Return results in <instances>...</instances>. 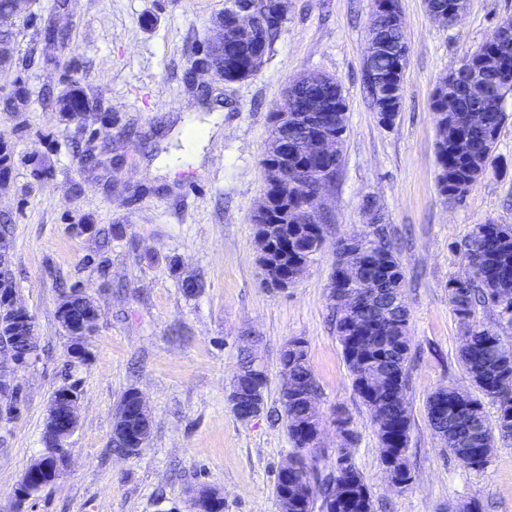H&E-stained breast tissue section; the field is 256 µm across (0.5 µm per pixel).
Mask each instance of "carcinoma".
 <instances>
[{
	"label": "carcinoma",
	"mask_w": 512,
	"mask_h": 512,
	"mask_svg": "<svg viewBox=\"0 0 512 512\" xmlns=\"http://www.w3.org/2000/svg\"><path fill=\"white\" fill-rule=\"evenodd\" d=\"M434 11L448 15V25L459 22L457 0H431ZM281 29L255 27L252 39L232 53L243 71H248L256 55L268 56ZM378 40L396 44L404 40L403 27H392L382 21L376 29ZM46 44L62 57L69 51L67 36L53 27L44 30ZM500 54L507 58L504 73L481 79L461 59L448 76L442 78L432 99L431 111L439 128L437 139L438 187L442 195L459 190L466 194L493 166L495 144L485 140L488 129L500 131L507 113L498 106L494 86L512 88V46L494 42L483 44L473 55ZM397 57L381 52L372 58L365 70L366 83L377 111L383 101L403 100V83L396 74ZM288 88L297 92L294 101L284 107L296 113L288 122V137L300 139L304 121L315 112L327 108L347 107L342 84L333 75L313 73L310 77H294ZM83 92L71 87L54 97L61 112H73V99ZM29 92L22 82L14 85L12 95L4 101L9 112L29 110ZM464 112L468 122L463 127L449 123L448 112ZM280 128L271 127L263 163H278L282 154L276 147ZM343 138H338L336 157L330 160H309L296 147L288 148V165H304L312 170L309 190L285 191L266 185L265 197L270 217L277 221V241L270 262L274 274L284 266L288 272L310 263L326 242V218L319 223L298 222L301 210L314 206V198L324 188L320 177H334L341 162ZM463 258L467 274L448 282V303L463 328L459 351L460 361L468 373L475 394V408L459 411L454 404L455 388L442 386L428 398V419L434 432L444 441L453 459L466 468H481L487 460L477 453L479 448H492L496 440H512V336L504 329L512 328V310L500 307L504 299L512 303V225L488 220L475 225L464 243ZM353 267L354 280L346 282L351 288L374 292L386 288L403 292L405 276L398 258V247L386 225L379 224L373 236L363 240L359 250L336 247V262L331 283L340 285L345 266ZM497 311L492 322L475 320L477 307ZM383 303H373L356 314L334 307L333 321L342 348L352 385L369 410L376 427L381 451V463L388 478L409 484L412 479L407 455L410 415L407 403L409 385L408 355L410 350V311L406 306L382 313ZM282 374L302 387V395L292 397L279 390L281 417L293 443L291 455L298 457L299 467L288 472V478L276 475L273 494L280 497L294 487L304 489L300 512H374L371 490L351 463L324 473L316 461V448L310 445L303 424L317 419L313 403L318 400V385L309 363L306 342L300 338L288 341V350L280 357ZM252 360L244 358L232 383L228 400L235 402L238 393L247 391L259 406L265 405L267 387L263 367L251 369ZM488 398L498 406L495 421L488 420L482 399Z\"/></svg>",
	"instance_id": "cac0c4a2"
}]
</instances>
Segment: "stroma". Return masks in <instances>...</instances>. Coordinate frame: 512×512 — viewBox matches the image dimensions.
Segmentation results:
<instances>
[{
	"label": "stroma",
	"mask_w": 512,
	"mask_h": 512,
	"mask_svg": "<svg viewBox=\"0 0 512 512\" xmlns=\"http://www.w3.org/2000/svg\"><path fill=\"white\" fill-rule=\"evenodd\" d=\"M231 0H27L14 25L13 60L0 70V99L15 81L29 111L0 109V144L10 154L0 222L11 228L16 297L40 338L35 365L11 374L21 415L0 422V512H188L186 492L224 494V512H278L273 483L292 448L280 414V354L308 344L326 424L320 465L340 449L335 416L347 419V452L371 490L375 512H512V442L487 466L459 465L432 431L427 399L439 386L470 388L459 359L461 328L448 282L465 266L461 248L475 225L512 224V117L496 164L462 202L437 187L430 102L458 60L512 20V0H467L448 27L425 0H398L409 46L402 110L381 124L364 80L374 0H288V20L261 70L199 89L195 50ZM67 32V61L45 57L43 29ZM325 73L342 83L347 130L326 197L327 242L287 290L264 284L251 216L263 197L261 160L270 115L293 77ZM75 86L97 106L83 118L58 112L49 94ZM209 131L193 146L189 129ZM109 147L87 169L82 149ZM380 206L399 244L411 313L408 458L412 480L392 487L380 463L370 414L354 390L332 321L329 277L337 240L363 231L366 199ZM198 279L193 295L184 280ZM85 289L100 310L89 355L68 361L56 315L62 292ZM268 377L265 406L242 421L228 400L241 349ZM77 385L79 423L66 470L35 497L16 488L43 453L48 403ZM142 393L152 435L135 455L112 451V420L124 394Z\"/></svg>",
	"instance_id": "35a3bbf8"
}]
</instances>
